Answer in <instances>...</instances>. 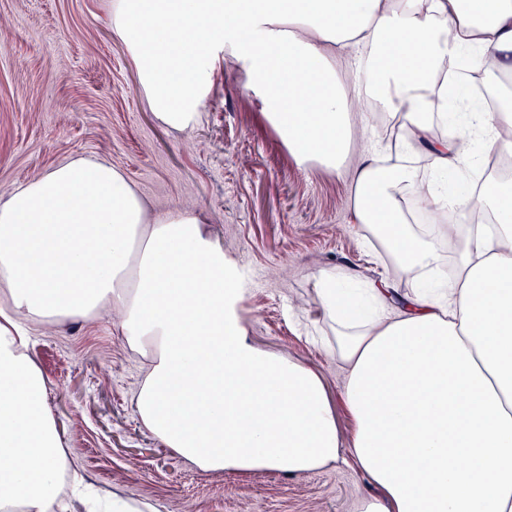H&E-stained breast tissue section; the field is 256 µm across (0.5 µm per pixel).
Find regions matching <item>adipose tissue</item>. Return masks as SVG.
I'll use <instances>...</instances> for the list:
<instances>
[{"instance_id":"obj_1","label":"adipose tissue","mask_w":512,"mask_h":512,"mask_svg":"<svg viewBox=\"0 0 512 512\" xmlns=\"http://www.w3.org/2000/svg\"><path fill=\"white\" fill-rule=\"evenodd\" d=\"M110 25L133 61L155 118L194 127L224 55L299 163H352L351 122L330 49L356 48L375 107L403 113L397 161L355 165L354 212L416 291L391 310L388 286L342 288L317 277L336 334L355 431L343 440L325 384L260 348L240 315L238 272L190 211L147 216L118 167L76 158L16 185L0 202V512H54L68 468L46 407L45 380L20 321L119 313L127 345L150 369L135 401L143 427L204 471L288 475L353 463L376 489L358 512H512V182L484 181L459 198L420 187L410 155L448 110L447 76L473 56L512 74V0H112ZM512 90L471 112L457 137L430 142L437 172L472 169L507 151ZM496 227L408 224L400 195ZM456 249L452 281L418 280ZM84 512H155L101 495L81 479Z\"/></svg>"}]
</instances>
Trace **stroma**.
I'll use <instances>...</instances> for the list:
<instances>
[{"label":"stroma","mask_w":512,"mask_h":512,"mask_svg":"<svg viewBox=\"0 0 512 512\" xmlns=\"http://www.w3.org/2000/svg\"><path fill=\"white\" fill-rule=\"evenodd\" d=\"M111 0H0V200L19 183L75 158L122 169L151 212L202 213L246 283L241 316L259 347L320 374L337 425L353 423L344 368L307 339L329 333L316 277L335 271L352 288L387 281L397 296L413 279L380 258L352 208L354 170L299 164L245 88L242 62L224 57L199 125L177 130L153 116L136 68L109 26ZM351 150L390 149L404 118L348 98ZM107 312L30 326V355L67 456L106 494L157 512H355L374 489L342 462L288 476L204 472L150 435L134 399L149 370Z\"/></svg>","instance_id":"stroma-1"}]
</instances>
